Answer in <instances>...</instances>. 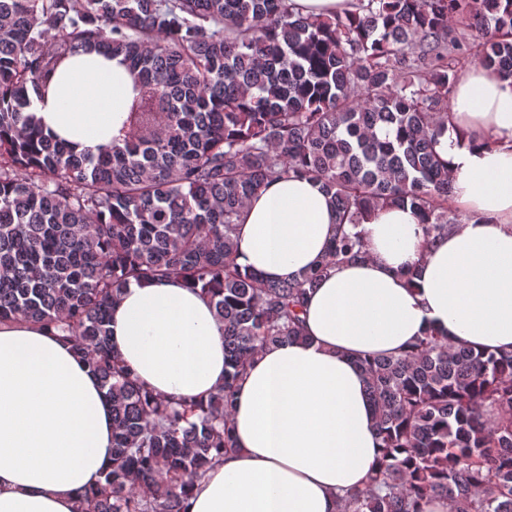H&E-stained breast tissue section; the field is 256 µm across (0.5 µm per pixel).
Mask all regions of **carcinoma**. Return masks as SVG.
I'll return each instance as SVG.
<instances>
[{
    "label": "carcinoma",
    "mask_w": 512,
    "mask_h": 512,
    "mask_svg": "<svg viewBox=\"0 0 512 512\" xmlns=\"http://www.w3.org/2000/svg\"><path fill=\"white\" fill-rule=\"evenodd\" d=\"M0 0V321L70 344L112 403V463L77 512H188L194 482L235 451L239 382L262 349L307 339L308 294L369 256L355 229L410 206L424 246L462 222L440 157L467 62L512 79V0ZM120 57L138 93L122 135L78 152L34 99L71 56ZM289 175L332 196L324 258L295 278L237 262L247 202ZM180 281L224 322V384L163 398L111 344L134 284ZM381 453L340 512H512V352L430 329L360 359ZM305 13L331 15L349 9L350 0H296Z\"/></svg>",
    "instance_id": "cac0c4a2"
}]
</instances>
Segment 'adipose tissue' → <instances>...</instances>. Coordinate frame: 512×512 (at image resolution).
Segmentation results:
<instances>
[{
    "mask_svg": "<svg viewBox=\"0 0 512 512\" xmlns=\"http://www.w3.org/2000/svg\"><path fill=\"white\" fill-rule=\"evenodd\" d=\"M137 88L125 63L69 58L33 109L46 132L98 151L119 135ZM438 152L450 204L468 217L424 245L408 207L359 227L370 257L340 266L309 294L303 341L271 346L238 385L235 452L191 491L189 512H339L378 455L359 358L398 355L428 329L475 349L512 350V80L462 72ZM336 210L304 179L276 181L247 204L241 265L269 280L320 259ZM418 266L414 281L402 272ZM140 382L161 396L199 397L224 382V324L179 282L127 288L109 324ZM112 460V406L71 346L35 323H0V512H74L75 494Z\"/></svg>",
    "mask_w": 512,
    "mask_h": 512,
    "instance_id": "obj_1",
    "label": "adipose tissue"
}]
</instances>
